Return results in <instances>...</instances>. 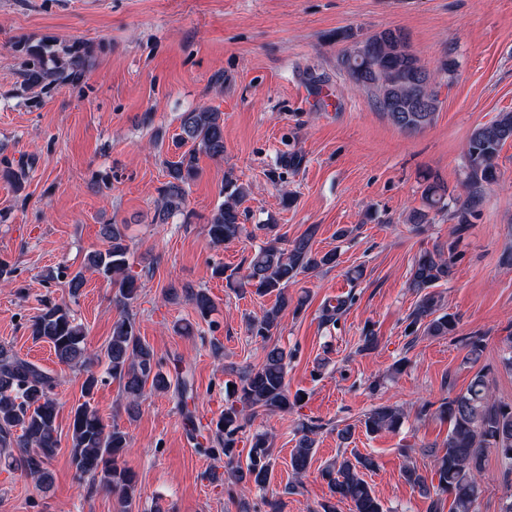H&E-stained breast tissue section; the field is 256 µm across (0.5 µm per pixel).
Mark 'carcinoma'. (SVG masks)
Here are the masks:
<instances>
[{
  "label": "carcinoma",
  "mask_w": 512,
  "mask_h": 512,
  "mask_svg": "<svg viewBox=\"0 0 512 512\" xmlns=\"http://www.w3.org/2000/svg\"><path fill=\"white\" fill-rule=\"evenodd\" d=\"M375 56L369 60L348 51L339 58L340 67L355 83L368 89L376 107L398 128L419 132L432 124L433 112H417L415 108L424 97L423 88L411 81L430 74L453 78L455 62L445 60L436 69L423 68L416 57L402 52L406 38L399 29H386L367 39ZM13 50L23 58L24 86L28 89H47L53 85L74 83L81 79L89 56L87 46L74 42L50 54L42 45L19 41ZM180 133L174 146L181 150L178 159L165 162L166 181L159 189L160 199L152 223L165 224L176 214L184 215L191 223L192 214L186 211L188 189L200 173L199 154L213 159L224 157V113L210 106H200L180 116ZM512 142V112H501L494 120L474 129L466 149V170L469 184H492L499 179L497 159L503 146ZM224 200L213 210L207 221L212 243L220 246L238 239L243 231L241 205L250 195V187L231 175L225 177L221 190ZM448 187L438 179L423 178L422 207L413 211L410 221L417 227L429 222V214L448 206ZM474 216V202L464 200L457 212L456 231H462ZM126 224H104L100 234L107 243L103 250L89 253L85 268L109 279L115 288V304L123 314L112 325V336L97 360L87 356L85 329L65 303L47 304L32 319L31 336L51 344L58 361L78 366L84 372L81 394L84 401L71 408V460L79 477L91 485L104 486L120 496L121 512H133L136 480L134 474L121 465L128 449V433L117 425L104 424L90 400L101 379L93 363H102L106 373L119 381L129 399V411L139 408L147 392H164L171 387L169 374L156 359L154 349L142 340L136 321L124 313L138 297V277L129 263ZM262 229L272 232L265 244L251 256L246 273L228 270L222 265L212 274L227 283L253 288L264 297L275 296L274 304L248 323L254 336L267 340L278 330L282 313L288 309V286L298 276L322 268L336 266L338 253H320L312 249V233L282 246L281 238L273 234V226ZM450 255L441 249L422 250L410 269V286L420 293L406 332L410 336H454L460 318L444 311L441 295L432 291L438 283L448 280L453 272ZM199 317L206 321L215 309L210 295L204 290L184 289ZM467 350L466 361L476 363L481 358L484 336L474 334L461 338ZM288 353L281 347H268L263 363L241 375L234 385L236 399L224 405L217 419L204 426L192 428L195 436L213 444L203 448L206 455H224L227 478L232 484L244 483L265 488L273 473L272 446L266 434L258 433L247 454L238 449V433L243 421L263 411L286 412L299 401L291 396L286 381ZM56 380L39 366L29 362L11 349L0 346V455L4 465L17 469L45 485L47 465L56 455L60 441L56 418L60 404L55 397ZM439 416L448 421V437L442 452L435 456L438 491L448 495V512H478L479 500L488 482L485 454L494 450L509 464L504 477L512 475V402L495 398L489 385L488 372L481 368L473 375L466 390L443 398L437 408ZM405 419L404 412L393 405L379 404L362 419L361 425L369 435L391 432ZM318 426L301 425L300 437L291 454L294 473L301 475L309 467ZM245 461H240V458ZM375 461L368 455L341 454L323 470L328 481L330 497L320 504V512H337V504L351 503L352 512H384L365 472L374 469ZM406 483L430 495L425 478L416 468L403 466Z\"/></svg>",
  "instance_id": "carcinoma-1"
}]
</instances>
